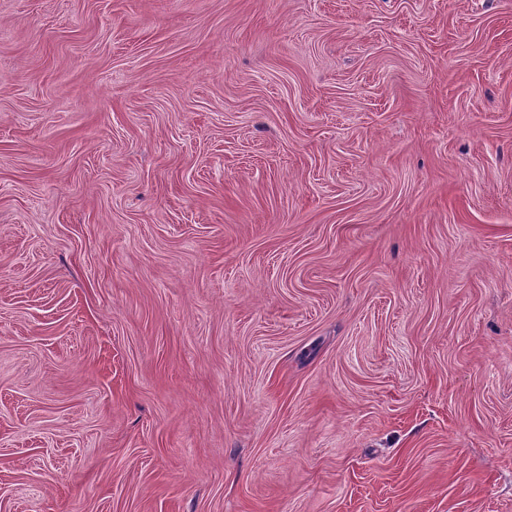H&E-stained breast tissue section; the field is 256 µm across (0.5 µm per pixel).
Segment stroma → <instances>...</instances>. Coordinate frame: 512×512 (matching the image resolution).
<instances>
[{
    "mask_svg": "<svg viewBox=\"0 0 512 512\" xmlns=\"http://www.w3.org/2000/svg\"><path fill=\"white\" fill-rule=\"evenodd\" d=\"M0 512H512V0H0Z\"/></svg>",
    "mask_w": 512,
    "mask_h": 512,
    "instance_id": "obj_1",
    "label": "stroma"
}]
</instances>
